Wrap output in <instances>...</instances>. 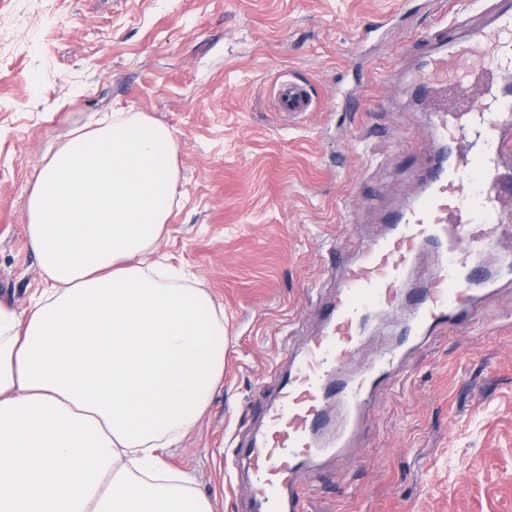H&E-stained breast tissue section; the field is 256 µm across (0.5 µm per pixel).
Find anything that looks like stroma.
I'll list each match as a JSON object with an SVG mask.
<instances>
[{"instance_id":"stroma-1","label":"stroma","mask_w":512,"mask_h":512,"mask_svg":"<svg viewBox=\"0 0 512 512\" xmlns=\"http://www.w3.org/2000/svg\"><path fill=\"white\" fill-rule=\"evenodd\" d=\"M443 0H0V295L44 286L25 233L41 158L111 112L174 133L176 203L154 254L224 307V384L171 449L216 512H253L234 464L335 293L332 245L386 234L421 193L440 142L428 103L390 79ZM369 37H362V30ZM316 111H274L282 73ZM490 225L475 323L402 342L407 309L376 315L366 351L400 348L346 457L301 469L310 512H512V195Z\"/></svg>"}]
</instances>
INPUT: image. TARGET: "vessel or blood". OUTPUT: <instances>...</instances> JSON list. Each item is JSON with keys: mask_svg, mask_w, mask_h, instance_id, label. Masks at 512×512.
Here are the masks:
<instances>
[{"mask_svg": "<svg viewBox=\"0 0 512 512\" xmlns=\"http://www.w3.org/2000/svg\"><path fill=\"white\" fill-rule=\"evenodd\" d=\"M424 42L419 69L431 99L430 125L446 139L448 153L423 173V193L394 215L392 233L359 247L356 259L342 264L323 327L309 337L301 357L290 359L263 429L238 449L258 512H308L298 489L300 468L327 449L349 447L365 404L399 369L395 351L357 362L370 312L394 311L410 301L417 334L465 329L472 311L473 259L488 247L478 228L499 219L498 161L512 148L501 138L512 126V14L495 15L489 28L464 29L457 18L443 19ZM273 99L275 110L288 116L316 107L307 86L286 76ZM428 246L443 261L424 287H411L405 270ZM334 406L344 421L332 432Z\"/></svg>", "mask_w": 512, "mask_h": 512, "instance_id": "vessel-or-blood-1", "label": "vessel or blood"}]
</instances>
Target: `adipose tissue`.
I'll return each instance as SVG.
<instances>
[{
    "label": "adipose tissue",
    "mask_w": 512,
    "mask_h": 512,
    "mask_svg": "<svg viewBox=\"0 0 512 512\" xmlns=\"http://www.w3.org/2000/svg\"><path fill=\"white\" fill-rule=\"evenodd\" d=\"M179 179L171 129L115 112L44 156L27 201L47 286L0 297V512H214L170 448L224 382V310L147 263Z\"/></svg>",
    "instance_id": "adipose-tissue-1"
}]
</instances>
